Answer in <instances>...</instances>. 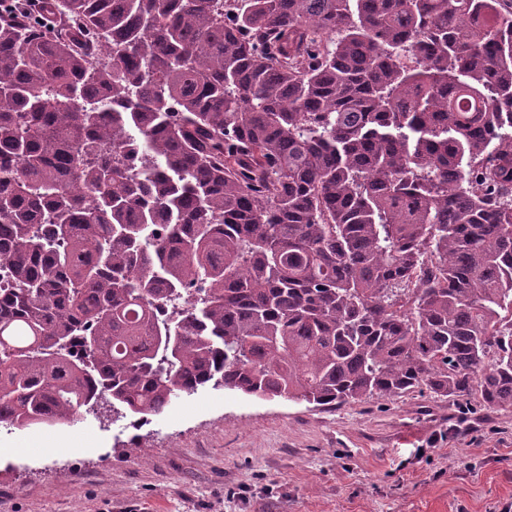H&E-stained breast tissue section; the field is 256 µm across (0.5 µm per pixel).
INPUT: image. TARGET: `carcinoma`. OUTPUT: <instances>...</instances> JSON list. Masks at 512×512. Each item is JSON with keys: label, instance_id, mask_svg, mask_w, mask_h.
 Listing matches in <instances>:
<instances>
[{"label": "carcinoma", "instance_id": "cac0c4a2", "mask_svg": "<svg viewBox=\"0 0 512 512\" xmlns=\"http://www.w3.org/2000/svg\"><path fill=\"white\" fill-rule=\"evenodd\" d=\"M40 2L0 16L1 425L512 408V0Z\"/></svg>", "mask_w": 512, "mask_h": 512}]
</instances>
